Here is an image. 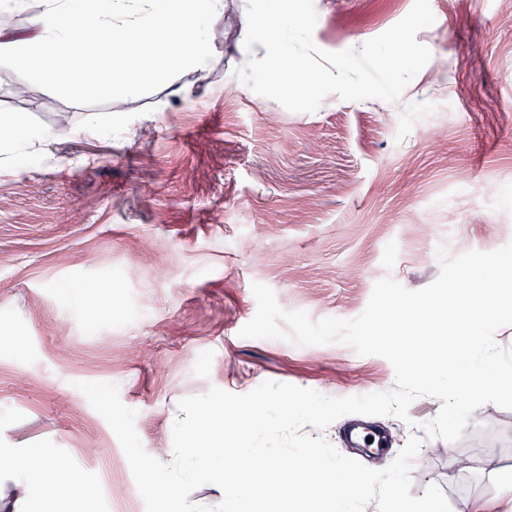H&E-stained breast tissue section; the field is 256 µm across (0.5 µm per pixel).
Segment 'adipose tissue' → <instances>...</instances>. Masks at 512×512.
Instances as JSON below:
<instances>
[{"label": "adipose tissue", "instance_id": "1", "mask_svg": "<svg viewBox=\"0 0 512 512\" xmlns=\"http://www.w3.org/2000/svg\"><path fill=\"white\" fill-rule=\"evenodd\" d=\"M224 7V0H47L25 35L0 32V53L36 83L105 88L127 99L169 82L172 69L206 72L216 54L210 27ZM86 29L93 41L82 39ZM0 477L33 491L52 486L60 501L85 490L43 448H0Z\"/></svg>", "mask_w": 512, "mask_h": 512}]
</instances>
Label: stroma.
Here are the masks:
<instances>
[{
	"label": "stroma",
	"instance_id": "1",
	"mask_svg": "<svg viewBox=\"0 0 512 512\" xmlns=\"http://www.w3.org/2000/svg\"><path fill=\"white\" fill-rule=\"evenodd\" d=\"M413 0H315V44L361 47ZM416 36L432 58L395 102L325 98L287 110L235 75L246 55L247 0H226L211 28L209 70L118 100L36 85L0 54V114L50 132L43 150L0 152V448L68 455L90 491L42 512H145L128 460L78 390L117 385L145 451L174 459L181 399L216 386L245 394L274 381L342 398L395 387L391 364L346 344L244 338L253 283L312 320L353 319L385 277L417 290L440 254L512 243V0H430ZM183 87L172 95V87ZM128 123L130 137L84 132L87 117ZM104 297L98 315L87 304ZM441 400L416 399L409 420L343 416L323 430L342 454L388 467ZM385 436L367 455L348 431ZM412 489L438 485L452 512H500L512 478V410L476 409L460 440H424Z\"/></svg>",
	"mask_w": 512,
	"mask_h": 512
}]
</instances>
